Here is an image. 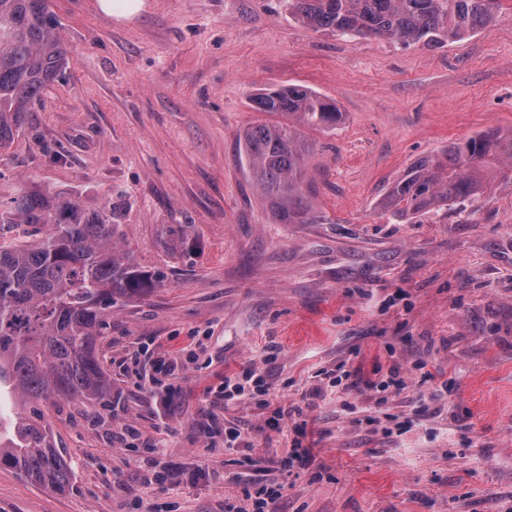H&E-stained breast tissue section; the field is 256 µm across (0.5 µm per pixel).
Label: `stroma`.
Listing matches in <instances>:
<instances>
[{
	"mask_svg": "<svg viewBox=\"0 0 512 512\" xmlns=\"http://www.w3.org/2000/svg\"><path fill=\"white\" fill-rule=\"evenodd\" d=\"M51 9L67 63L0 152V208L21 183L74 202L166 281L106 320L111 407H43L69 490L0 467V512H250L262 487L276 512H512V180L406 218L384 206L415 161L512 130V0L429 46L317 32L286 0ZM289 85L343 114L297 128L317 224L278 223L240 156L269 119L254 94ZM173 354L164 399L138 369ZM252 370L268 390L205 401ZM275 403L301 413L272 428ZM228 428L244 446L225 449ZM100 9L116 17H130L137 14L142 7L141 0H99ZM234 377L224 376V381L216 388L207 391L206 397L214 406L223 407L227 405L240 392L238 384L234 383Z\"/></svg>",
	"mask_w": 512,
	"mask_h": 512,
	"instance_id": "obj_1",
	"label": "stroma"
}]
</instances>
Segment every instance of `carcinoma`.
<instances>
[{"instance_id":"obj_1","label":"carcinoma","mask_w":512,"mask_h":512,"mask_svg":"<svg viewBox=\"0 0 512 512\" xmlns=\"http://www.w3.org/2000/svg\"><path fill=\"white\" fill-rule=\"evenodd\" d=\"M295 19L316 30L385 37L404 44L454 41L489 24L498 0H288ZM49 0H0V150L24 128L25 112L66 63ZM258 111L317 129L341 122L336 104L301 86L258 94ZM241 153L256 187L281 224H314L301 189L302 144L286 122L246 129ZM512 177V132L489 130L444 156L416 161L396 181L387 206L401 215L461 204L497 176ZM1 224H28L31 240H0V465L63 492L70 473L54 447L44 413L34 404L75 399L103 408L112 380L95 353L112 308L164 284L114 245L116 225L80 216L23 188L0 209Z\"/></svg>"}]
</instances>
